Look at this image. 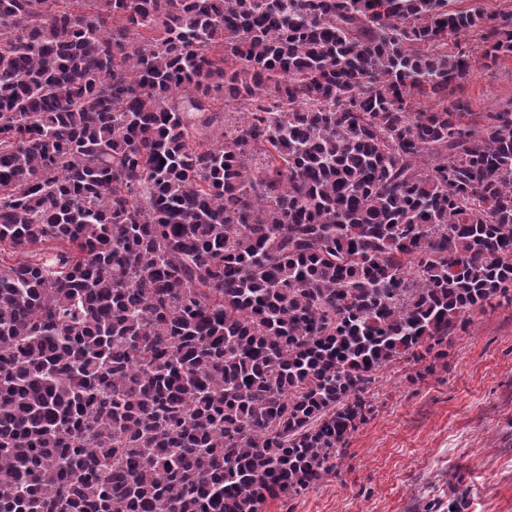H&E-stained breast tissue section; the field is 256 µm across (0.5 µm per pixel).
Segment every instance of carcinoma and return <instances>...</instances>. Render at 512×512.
Wrapping results in <instances>:
<instances>
[{
  "label": "carcinoma",
  "instance_id": "cac0c4a2",
  "mask_svg": "<svg viewBox=\"0 0 512 512\" xmlns=\"http://www.w3.org/2000/svg\"><path fill=\"white\" fill-rule=\"evenodd\" d=\"M469 32L512 57L448 0H0V512H261L512 305Z\"/></svg>",
  "mask_w": 512,
  "mask_h": 512
}]
</instances>
